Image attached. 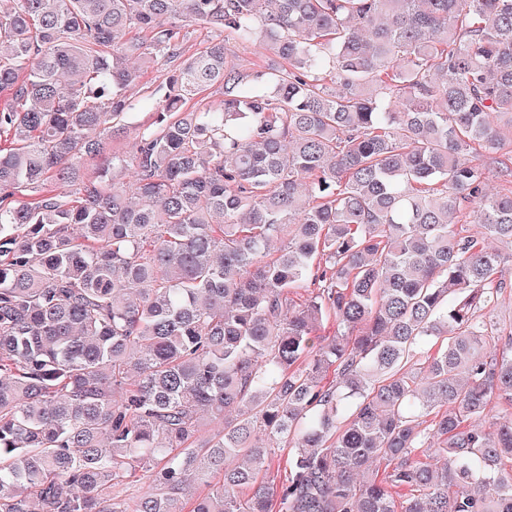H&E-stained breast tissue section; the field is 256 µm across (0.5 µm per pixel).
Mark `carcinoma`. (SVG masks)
Segmentation results:
<instances>
[{
	"instance_id": "cac0c4a2",
	"label": "carcinoma",
	"mask_w": 512,
	"mask_h": 512,
	"mask_svg": "<svg viewBox=\"0 0 512 512\" xmlns=\"http://www.w3.org/2000/svg\"><path fill=\"white\" fill-rule=\"evenodd\" d=\"M502 114L512 0H0V512H512ZM224 45L230 57L243 69L251 71L257 69L259 65H263L266 60L276 59L271 54L262 38H257L251 43L240 44L233 39L225 38ZM150 473L140 472L139 477L133 479L135 481L127 480L115 485L112 488V494L119 497V499L136 500L152 485V477Z\"/></svg>"
}]
</instances>
